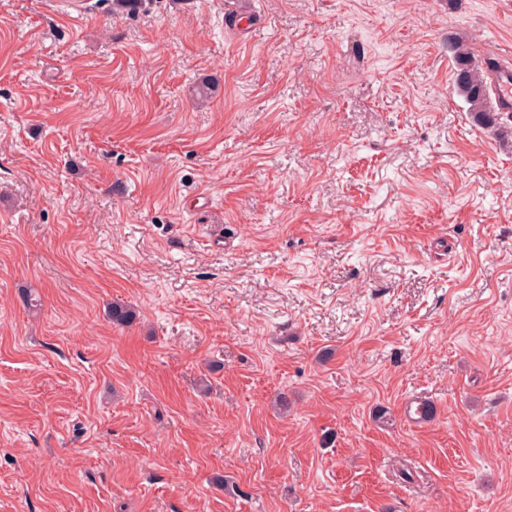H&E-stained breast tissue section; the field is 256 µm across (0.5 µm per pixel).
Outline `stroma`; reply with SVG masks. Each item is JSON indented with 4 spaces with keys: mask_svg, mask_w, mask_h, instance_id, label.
I'll list each match as a JSON object with an SVG mask.
<instances>
[{
    "mask_svg": "<svg viewBox=\"0 0 512 512\" xmlns=\"http://www.w3.org/2000/svg\"><path fill=\"white\" fill-rule=\"evenodd\" d=\"M224 3L0 0V512H512V0ZM455 59L457 90L470 105L473 122L486 129L498 127L500 112L486 108L487 89L483 70L473 63L469 53L459 47L455 51ZM493 91L495 105L502 112H512V67L496 64L485 71Z\"/></svg>",
    "mask_w": 512,
    "mask_h": 512,
    "instance_id": "obj_1",
    "label": "stroma"
}]
</instances>
